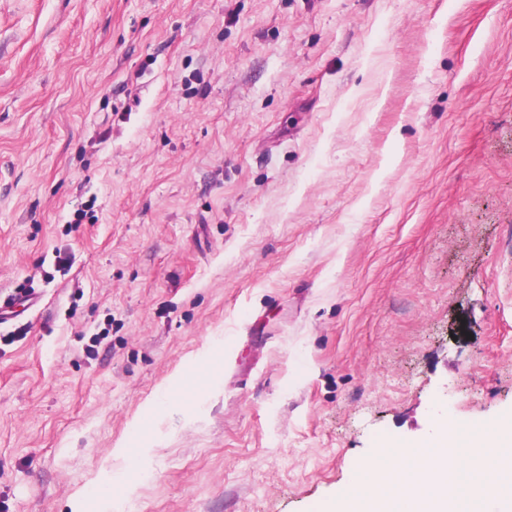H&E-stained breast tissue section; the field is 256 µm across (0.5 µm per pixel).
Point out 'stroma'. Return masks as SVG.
Wrapping results in <instances>:
<instances>
[{"mask_svg": "<svg viewBox=\"0 0 512 512\" xmlns=\"http://www.w3.org/2000/svg\"><path fill=\"white\" fill-rule=\"evenodd\" d=\"M0 292V512H321L512 421V0H0Z\"/></svg>", "mask_w": 512, "mask_h": 512, "instance_id": "35a3bbf8", "label": "stroma"}]
</instances>
